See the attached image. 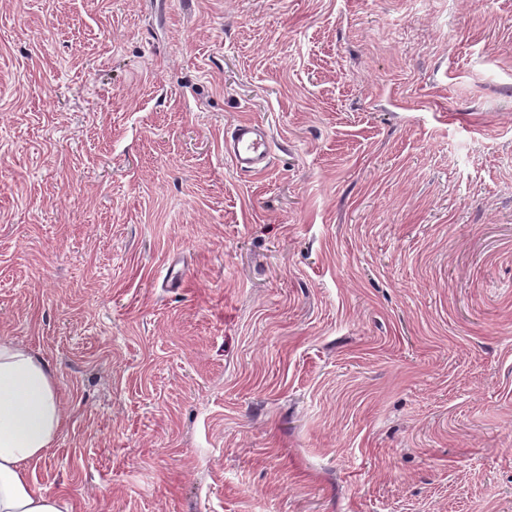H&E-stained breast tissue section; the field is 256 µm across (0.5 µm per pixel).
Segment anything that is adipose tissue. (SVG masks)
Segmentation results:
<instances>
[{
	"label": "adipose tissue",
	"instance_id": "ef3b65f1",
	"mask_svg": "<svg viewBox=\"0 0 512 512\" xmlns=\"http://www.w3.org/2000/svg\"><path fill=\"white\" fill-rule=\"evenodd\" d=\"M64 411L47 361L0 338V512H62L58 494L40 492L32 464L48 458Z\"/></svg>",
	"mask_w": 512,
	"mask_h": 512
}]
</instances>
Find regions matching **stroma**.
I'll list each match as a JSON object with an SVG mask.
<instances>
[{"label": "stroma", "mask_w": 512, "mask_h": 512, "mask_svg": "<svg viewBox=\"0 0 512 512\" xmlns=\"http://www.w3.org/2000/svg\"><path fill=\"white\" fill-rule=\"evenodd\" d=\"M0 336L68 512H512V0H0ZM224 153L240 174L260 172L270 155L268 133L257 124L241 122L224 137Z\"/></svg>", "instance_id": "obj_1"}]
</instances>
